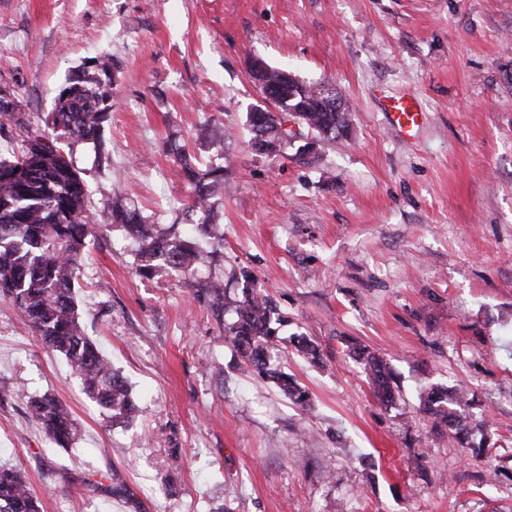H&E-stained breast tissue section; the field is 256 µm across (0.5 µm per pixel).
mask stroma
<instances>
[{
  "label": "stroma",
  "mask_w": 512,
  "mask_h": 512,
  "mask_svg": "<svg viewBox=\"0 0 512 512\" xmlns=\"http://www.w3.org/2000/svg\"><path fill=\"white\" fill-rule=\"evenodd\" d=\"M105 53L122 67L101 147L74 149L92 210L118 192L150 223H185L167 137L225 134L223 154L198 152L232 167L214 209L224 247L200 276L234 299L247 270L276 300L277 360L312 408L243 371L224 341L232 308L137 274L138 245L116 229L89 243L76 300L140 411L106 423L0 297V465L44 512H512V0H0V85L30 125ZM255 58L329 84L351 135L255 154ZM405 93L425 113L409 136L384 109ZM350 338L391 366L394 404L373 397ZM428 383L470 391L490 455L432 433L416 398ZM43 393L70 407L77 444L32 420Z\"/></svg>",
  "instance_id": "1"
}]
</instances>
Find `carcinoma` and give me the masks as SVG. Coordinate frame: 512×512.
Wrapping results in <instances>:
<instances>
[{"label":"carcinoma","mask_w":512,"mask_h":512,"mask_svg":"<svg viewBox=\"0 0 512 512\" xmlns=\"http://www.w3.org/2000/svg\"><path fill=\"white\" fill-rule=\"evenodd\" d=\"M118 64L110 56L94 58L70 75L54 100L45 128L22 120V103L12 89L0 88V129L7 124L22 128L18 151L0 154V296L10 300L32 334L71 365L85 396L100 407L111 421L134 419L137 405L126 379L100 353L85 332L78 313L75 283L81 274L87 240L114 228L122 229L138 242L137 272L149 277L167 270L184 277L190 286L198 283L200 271L211 266L224 247V233L215 223L212 200L217 196L228 167H201L198 157L170 138L174 154L191 195L188 210L198 214L189 232L182 224L156 229L142 213L131 208L126 197L115 195L104 211L90 208L91 189L72 154L60 146L79 143L101 146L109 119L106 87L114 82ZM263 93L274 101L291 98L294 112L266 107L247 113L254 132L251 148L258 155L285 154L277 128L293 121L322 139H334L347 132L350 117L336 111V92L325 84H307L283 79L272 70L250 71ZM196 141L208 150H221L224 140L211 134L207 125L197 131ZM241 294L234 301L235 319L225 326V340L235 347L243 368L275 382L280 391L301 408L310 406L306 391L276 365L273 350L278 345V325L283 323L276 301L256 286V278L243 272ZM211 303L224 300V281L209 279L200 288ZM297 352L316 362L317 344L300 334L290 338ZM349 356L362 366L383 403L394 401L397 383L391 368L369 348L353 344ZM419 410L438 433L453 432L462 447L480 454L473 445L475 435L486 437L490 422L476 417L467 407L468 393L459 388L424 385L417 390ZM32 418L55 445L67 448L79 429L67 406L47 393L29 400ZM0 512H42L19 472L0 466Z\"/></svg>","instance_id":"cac0c4a2"}]
</instances>
